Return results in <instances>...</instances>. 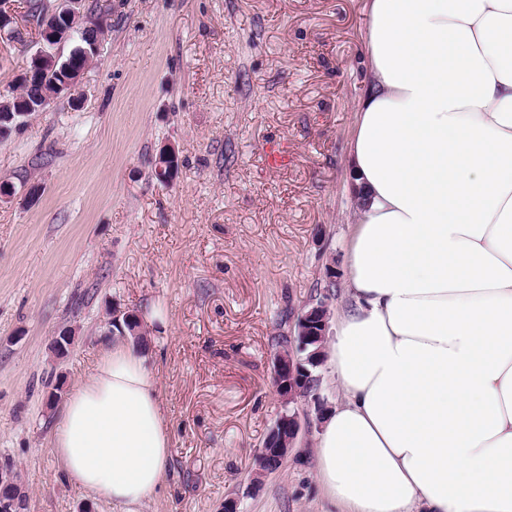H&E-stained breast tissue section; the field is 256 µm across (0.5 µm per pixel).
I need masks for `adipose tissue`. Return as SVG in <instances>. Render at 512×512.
<instances>
[{"label": "adipose tissue", "mask_w": 512, "mask_h": 512, "mask_svg": "<svg viewBox=\"0 0 512 512\" xmlns=\"http://www.w3.org/2000/svg\"><path fill=\"white\" fill-rule=\"evenodd\" d=\"M366 12L317 475L336 512H512V0ZM171 446L147 356L114 338L57 414L61 471L138 512Z\"/></svg>", "instance_id": "ef3b65f1"}]
</instances>
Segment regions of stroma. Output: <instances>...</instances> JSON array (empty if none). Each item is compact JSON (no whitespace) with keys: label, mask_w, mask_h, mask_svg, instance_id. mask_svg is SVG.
Returning <instances> with one entry per match:
<instances>
[{"label":"stroma","mask_w":512,"mask_h":512,"mask_svg":"<svg viewBox=\"0 0 512 512\" xmlns=\"http://www.w3.org/2000/svg\"><path fill=\"white\" fill-rule=\"evenodd\" d=\"M96 3L97 59L0 141L14 192L0 202V464L19 472L28 512H113L59 470L49 395L111 342L112 311H132L173 433L167 480L140 512H327L314 448L338 398L330 361L318 402L297 405L307 426L282 468L252 475L284 410L282 338L305 304L343 301L365 0ZM35 40L21 20L0 31V101ZM166 143L181 167L162 185L151 162Z\"/></svg>","instance_id":"1"}]
</instances>
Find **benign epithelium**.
<instances>
[{
  "instance_id": "7a95c632",
  "label": "benign epithelium",
  "mask_w": 512,
  "mask_h": 512,
  "mask_svg": "<svg viewBox=\"0 0 512 512\" xmlns=\"http://www.w3.org/2000/svg\"><path fill=\"white\" fill-rule=\"evenodd\" d=\"M94 23L102 24L104 20L93 17L86 10L85 0H52L40 18L37 26L38 47L32 58L46 54L47 48L58 47L80 31ZM77 81L64 78L51 80L50 88L37 110L43 112L56 99L72 91ZM330 312L323 302L302 309L296 318L294 336L296 346H287L279 350L273 360V384L278 392L285 411L270 428L263 448L258 452L253 473V482L258 484L263 477L279 470L295 447L302 430L299 413L290 411V405L315 396L320 378L313 375L308 366H314L322 356L323 348L308 350L327 336ZM74 345V334L70 329H63L53 342L55 354L65 356ZM19 493L13 479L12 471L6 466L0 467V512H14Z\"/></svg>"
}]
</instances>
